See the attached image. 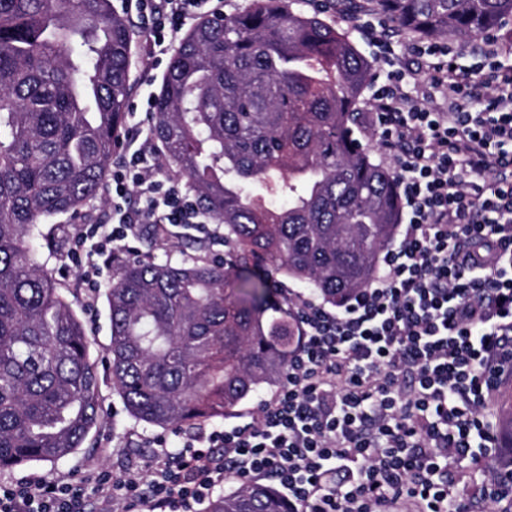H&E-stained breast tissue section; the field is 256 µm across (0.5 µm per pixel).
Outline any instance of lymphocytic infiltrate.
Listing matches in <instances>:
<instances>
[{"instance_id": "1", "label": "lymphocytic infiltrate", "mask_w": 512, "mask_h": 512, "mask_svg": "<svg viewBox=\"0 0 512 512\" xmlns=\"http://www.w3.org/2000/svg\"><path fill=\"white\" fill-rule=\"evenodd\" d=\"M150 29L141 66L159 68L189 20L224 0H124ZM495 38L483 66L453 67L444 42H413L446 109L422 107L395 68L373 89L366 125L398 180L400 241L378 275L336 309L293 302L298 344L259 417L183 436L177 451L120 481L97 468L96 512H198L224 478L274 477L288 512H473L500 503L505 460L493 403L512 379V70ZM150 138L112 170V220L82 228L69 260L93 243L128 249L142 224L199 226L194 195L159 179ZM137 194L139 205L125 202ZM80 487L32 476L0 483V512H87Z\"/></svg>"}]
</instances>
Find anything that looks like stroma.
Segmentation results:
<instances>
[{
  "label": "stroma",
  "mask_w": 512,
  "mask_h": 512,
  "mask_svg": "<svg viewBox=\"0 0 512 512\" xmlns=\"http://www.w3.org/2000/svg\"><path fill=\"white\" fill-rule=\"evenodd\" d=\"M291 8L297 12L320 13L327 22L345 32L350 40L360 46L373 68L381 63L367 39L358 33L357 26L364 19V12L343 11L338 0H326L317 6L315 0H291ZM110 190L102 188L94 202L89 219H71L61 215L53 220L60 254L48 258L46 269L59 282L62 292L72 308L83 318L90 340V354L96 361L99 374V402L103 410L101 424L93 429L84 448L56 462H39L0 472V483H12L21 478L38 475L49 480L65 479L83 483L89 465L107 471L113 479L122 478L132 470H145L154 465L157 455L156 439L166 438L169 450H176L179 433L163 432L162 429L136 421L126 410L120 395L112 387V377L105 363L106 349L110 342V319L106 293L113 285L112 273H105L97 290H90L68 262L67 255L74 244L76 232L84 223L102 224L111 221ZM224 227L211 222L205 228L168 227L165 239L155 249L160 261L181 264L198 254L197 244L212 240L215 251H223Z\"/></svg>",
  "instance_id": "obj_1"
}]
</instances>
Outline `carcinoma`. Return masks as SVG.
<instances>
[{
	"mask_svg": "<svg viewBox=\"0 0 512 512\" xmlns=\"http://www.w3.org/2000/svg\"><path fill=\"white\" fill-rule=\"evenodd\" d=\"M368 2L426 38L471 39L512 19V0ZM133 45L112 0H0V470L74 454L101 420L84 323L33 241L98 198L124 126ZM370 70L348 36L286 0H255L186 32L150 135L224 225V258L172 264L147 251L117 262L109 370L132 417L190 427L280 383L298 333L267 297L269 274L333 305L372 283L402 204L396 175L352 129ZM205 512L287 509L276 488L253 483Z\"/></svg>",
	"mask_w": 512,
	"mask_h": 512,
	"instance_id": "cac0c4a2",
	"label": "carcinoma"
}]
</instances>
